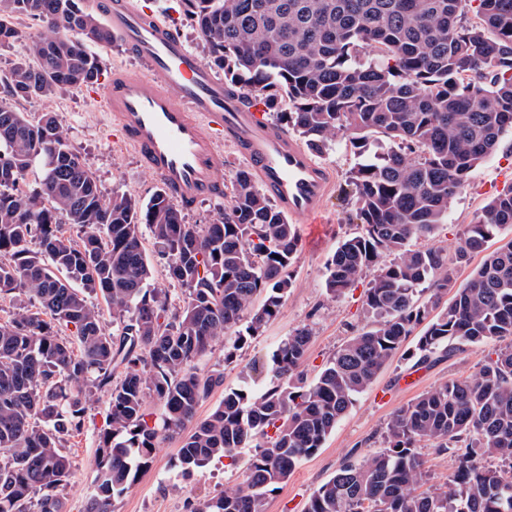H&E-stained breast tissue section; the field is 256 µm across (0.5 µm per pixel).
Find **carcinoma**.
Segmentation results:
<instances>
[{"label":"carcinoma","instance_id":"obj_1","mask_svg":"<svg viewBox=\"0 0 512 512\" xmlns=\"http://www.w3.org/2000/svg\"><path fill=\"white\" fill-rule=\"evenodd\" d=\"M211 64L232 89L248 87L322 152L349 133L358 162L343 189L362 231L327 260L331 296L367 271L372 324L336 349L313 380L302 367L305 325L262 367L266 386L224 391L211 414L200 403L224 385L223 365L198 362L224 342V365L263 333L292 286L296 225L238 171L233 203L215 224H186L161 188L141 200H104L93 173L50 112L36 120L14 106L98 83L102 60L87 43L98 20L76 0H0V47L10 19L43 23L29 54L0 77V298L26 293L38 306L0 320V512H62L71 460L64 436L79 434L91 404L107 397L98 431L94 490L84 512H115L159 443L183 432L175 467L184 476L236 460L257 436L244 481L187 512H264L266 498L323 447L336 424L419 325L412 357L424 365L465 347L512 338V186L468 225L456 258L485 253L456 285L448 255L413 249L448 214L449 200L512 128V0H184ZM373 49L375 55L362 54ZM387 143L370 151L369 138ZM36 174L35 185L24 176ZM79 228L76 241L64 225ZM147 229L182 304L152 287ZM9 256L4 261L2 257ZM392 257L385 262L383 258ZM455 290L434 312L439 294ZM433 292L434 301L420 302ZM260 306H254L258 295ZM112 304L108 330L90 302ZM71 335H59V329ZM162 403L160 418L148 399ZM431 442L456 455L446 485L430 483L419 452ZM305 512H512V344L476 373L450 380L398 409L384 447L344 462Z\"/></svg>","mask_w":512,"mask_h":512}]
</instances>
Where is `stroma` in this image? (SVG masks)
<instances>
[{
    "instance_id": "35a3bbf8",
    "label": "stroma",
    "mask_w": 512,
    "mask_h": 512,
    "mask_svg": "<svg viewBox=\"0 0 512 512\" xmlns=\"http://www.w3.org/2000/svg\"><path fill=\"white\" fill-rule=\"evenodd\" d=\"M141 2L154 6L186 44L195 51H202L201 36L192 20L184 14L179 0ZM19 108L34 119L45 112L55 114L69 146L95 174L104 195L123 192L147 198L157 189V180L132 152L106 137L102 106L80 91L62 90L46 100L20 103ZM347 139L346 132L337 131L334 145L318 155L320 162L334 170L336 188L324 203L321 235L312 238L306 228L298 230V252L291 268L293 284L279 314L261 336L239 351L233 364L225 365L223 387L215 389L199 405L197 420L210 415L227 389L245 385L260 389L261 381L245 379L250 365L255 360L268 359L277 344L295 329L307 325L313 330L303 365L305 375L311 378L349 336L369 324L364 309L366 281H359L336 298L328 296L324 286L327 259L342 240L361 230L353 218V204L343 199L340 192L356 163ZM511 185L512 131L509 130L501 136L495 153L471 172L465 185L449 201L448 216L434 236L412 241V248L437 246L455 253L463 229L474 222L481 208L494 195ZM415 343L412 337L403 343L373 385L357 397L323 448L303 459L288 481L267 498L265 512H303L312 493L333 476L346 459L358 460L381 448L386 425L397 409L449 379L472 374L499 347L495 341L466 347L452 358L420 369L419 382L406 389L400 387L399 381L413 370L408 354ZM105 411V399H98L88 412L83 432L65 440L64 451L72 461V469L63 489L64 512H83L93 489L97 431L104 421ZM179 447V439L173 438L155 449L148 468L116 502V512H185L186 497L201 502L242 482L249 449H241L236 464L210 465L186 479L174 466Z\"/></svg>"
}]
</instances>
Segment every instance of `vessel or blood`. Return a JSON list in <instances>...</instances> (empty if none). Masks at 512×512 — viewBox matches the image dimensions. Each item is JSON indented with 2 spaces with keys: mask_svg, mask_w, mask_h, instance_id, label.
<instances>
[{
  "mask_svg": "<svg viewBox=\"0 0 512 512\" xmlns=\"http://www.w3.org/2000/svg\"><path fill=\"white\" fill-rule=\"evenodd\" d=\"M113 41L138 68L113 65L100 95L111 125L182 210L224 195V149L254 173L292 220L320 221L335 176L265 105L228 89L200 56L139 0H103Z\"/></svg>",
  "mask_w": 512,
  "mask_h": 512,
  "instance_id": "b4317fda",
  "label": "vessel or blood"
}]
</instances>
